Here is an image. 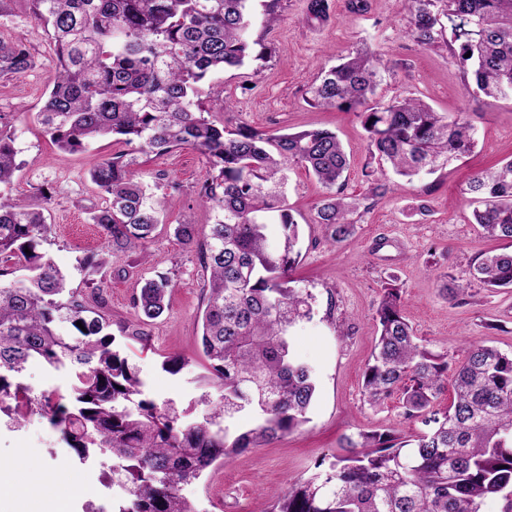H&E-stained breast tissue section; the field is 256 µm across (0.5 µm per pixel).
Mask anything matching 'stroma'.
Returning a JSON list of instances; mask_svg holds the SVG:
<instances>
[{"label":"stroma","instance_id":"stroma-1","mask_svg":"<svg viewBox=\"0 0 512 512\" xmlns=\"http://www.w3.org/2000/svg\"><path fill=\"white\" fill-rule=\"evenodd\" d=\"M326 2L328 15L318 19L310 12V0H279L277 22L255 30L264 57L241 70L214 73L203 83L201 99L213 119L271 134L310 128L335 132L350 160L344 192L363 197L367 184L361 168L368 149L359 118L312 106L308 89L339 57L366 44L381 53L385 65L377 98L416 95L448 117H464L475 128L477 147L472 155L410 181L388 174L387 196L358 210L354 235L336 245L313 221L322 187L304 167L290 166L285 204L300 226L301 250L293 277L296 287L312 294L314 309L313 318L295 329L294 353L316 376V399L300 428L234 455L184 485L182 493L197 512H270L272 494L308 477L319 461H333L343 435L424 431L423 423L404 420L399 398L373 406L363 391V372L375 345L373 312L389 278H396L402 290L406 319L434 350L458 360L465 342L480 341L512 352V289L492 293L469 287L464 301H451L436 272L426 268L431 261L451 265L458 283L467 284L470 266L483 255L512 251V241L484 236L472 224L475 203L465 192L473 171L512 159V100L490 104L467 93L462 69L449 63L446 47L426 48L410 38L409 14L401 0H367L360 14L349 12L348 0ZM10 7L0 17V40L26 45L35 61L22 76L0 78V125L14 134L22 163L10 192L46 204L51 232L44 251L88 304L103 302L115 342L137 367L149 397L160 405L171 401L191 408L192 418H201L205 408L198 398L206 394L216 401L221 395L198 344L208 273L200 245L181 243L173 229L195 224L204 234L217 218L199 198L207 177L205 159L187 148L138 155L137 179L167 199L162 222L145 248L113 257L100 289L87 288L79 261L104 246L90 221L104 197L88 172L125 146L102 137L85 151L67 153L52 143L35 114L55 71L53 45L33 17L31 0H12ZM219 87L233 99L232 109H224L223 96H216ZM46 193L51 196L47 203L42 200ZM160 273L172 280L169 308L145 325L134 299L143 280ZM175 355L187 364L172 374L162 362ZM109 466L106 460L84 465L73 460L60 433L39 413L15 425L0 412V512H21L27 502L36 512H65L69 506L94 512L112 500L102 485ZM46 471L54 472L59 483L47 502L36 485Z\"/></svg>","mask_w":512,"mask_h":512}]
</instances>
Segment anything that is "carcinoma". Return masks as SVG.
<instances>
[{
    "mask_svg": "<svg viewBox=\"0 0 512 512\" xmlns=\"http://www.w3.org/2000/svg\"><path fill=\"white\" fill-rule=\"evenodd\" d=\"M33 14L53 40L56 72L37 118L61 150L77 153L112 136L128 152L104 157L89 172L105 196L91 216L109 249L80 261L85 283L112 257L142 247L160 224L164 202L137 181L136 153L198 151L209 167L200 189L216 210L203 262L200 346L219 380V403L203 421L183 422L173 404L144 398L136 367L114 346L111 323L69 288L41 247L50 234L43 209L3 191L18 170L13 134L0 129V403L13 421L37 410L62 433L82 463L111 454L104 480L122 490L118 512H197L180 494L215 463L277 440L309 421L316 394L312 369L293 354L292 329L312 318V295L291 286L299 262L298 224L280 206L289 166L300 164L325 192L314 221L333 244L354 233V212L389 187L383 167L407 178L433 174L475 148L474 128L434 111L419 98L376 100L382 57L368 47L326 71L310 88L326 109L353 111L367 134V194H344L349 159L336 134L314 128L267 134L227 129L208 117L200 84L216 70L241 68L254 56L251 0H32ZM409 36L422 46H448L467 91L489 102L512 99V0H404ZM470 57H465V54ZM34 66L22 43L0 40V78ZM468 191L481 196L474 223L512 239V160L479 170ZM283 227L268 246L266 221ZM471 276L489 290L512 288V253L485 256ZM172 288L165 274L140 287L142 323L161 317ZM401 289L384 292L373 314L378 337L363 376L370 405L401 398L403 417L431 427L346 436L328 468L274 495L271 512H483L487 499L512 512V353L467 342L448 360L419 342L403 315ZM67 320L74 335L55 333ZM82 327H77V323ZM40 360L69 375L68 395H30L18 376ZM452 391L448 406L435 403ZM243 412L251 428L231 430Z\"/></svg>",
    "mask_w": 512,
    "mask_h": 512,
    "instance_id": "1",
    "label": "carcinoma"
}]
</instances>
